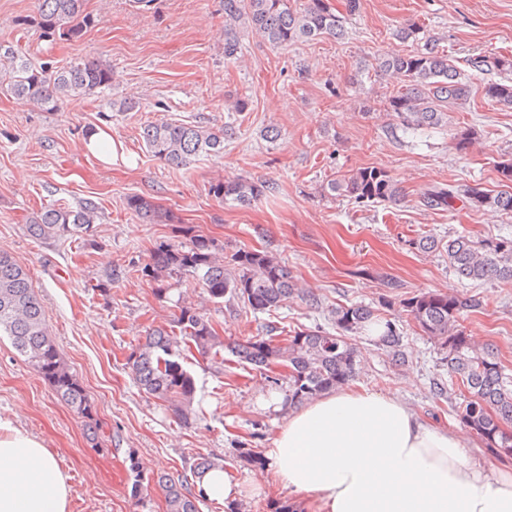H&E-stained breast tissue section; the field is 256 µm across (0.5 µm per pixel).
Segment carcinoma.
Segmentation results:
<instances>
[{"instance_id":"cac0c4a2","label":"carcinoma","mask_w":512,"mask_h":512,"mask_svg":"<svg viewBox=\"0 0 512 512\" xmlns=\"http://www.w3.org/2000/svg\"><path fill=\"white\" fill-rule=\"evenodd\" d=\"M48 41L74 40L97 22L87 12L85 0H37L36 14L29 19ZM224 22L228 38L224 58H236L238 34L252 30L269 43L286 46L317 37L344 36V20L333 13L325 0H306L294 8L290 0H224ZM0 92L25 98L46 111H56L71 100L84 99L109 87V66L97 59H82L62 67L37 64L14 47L0 44ZM469 65L482 71L494 66L512 72V59L478 56ZM375 69L397 75L401 89L387 102L406 128H437L449 124V113L466 109L469 89L458 80L456 67L448 56L426 46L406 54L376 60ZM486 98L512 108V79L484 86ZM233 135L231 126L205 128L175 121L151 122L143 127L142 138L153 157L176 167L196 158L224 150V140ZM506 190L492 195L478 186L439 187L423 193L430 208L451 207L460 198L477 207L512 212V161L499 165ZM331 196L345 197L357 204L401 201L403 194L393 177L377 167H363L324 187ZM266 185L247 179L225 180L211 185L210 192L221 202L246 206L262 196ZM127 208L148 224L161 221L155 205L147 198H127ZM98 204L89 198L72 207H48L28 224L35 239H61L90 235L98 219ZM184 241L157 246L139 269L141 276L156 283V295L167 297L166 281L192 275L198 278L214 301L227 299L252 312L282 307L298 293L288 268L271 252L240 248L224 257V248L194 230L182 227ZM448 262L461 280L512 282V238L475 240L459 235L448 241ZM478 306L474 299H460L439 291H425L402 302L404 312L443 351L451 391L460 402L455 407L459 421L473 431L491 454L512 456V376L487 350L474 346L460 328L463 312ZM336 332L322 328L293 329L281 339L253 336L226 343L212 319L197 308L175 303L169 327L149 330L145 340L132 349L127 365L136 384L166 405L185 425L196 418L195 380L184 367V354L195 351L204 360L224 365V352L235 362L255 370L268 371L274 365L288 368L284 379L273 378L274 389L284 393L285 402L297 407L351 382L357 371L358 354L354 337L373 326L382 327L377 344L399 362L404 359L403 336L397 325L361 303L340 305L330 311ZM12 340L32 369L47 382L88 426L90 448L109 453L107 439L97 426L96 410L84 387L63 361L48 335L45 307L31 288L27 271L6 252H0V334ZM131 475L129 498L144 506L148 487L136 454L128 452ZM155 485L161 490L165 512H200L206 497L192 493L181 482L160 475Z\"/></svg>"}]
</instances>
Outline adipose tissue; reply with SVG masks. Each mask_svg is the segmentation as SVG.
<instances>
[{"mask_svg":"<svg viewBox=\"0 0 512 512\" xmlns=\"http://www.w3.org/2000/svg\"><path fill=\"white\" fill-rule=\"evenodd\" d=\"M468 445L395 396L338 390L290 413L269 458L319 512H512V473L473 467ZM68 496L43 442L0 416V512H66Z\"/></svg>","mask_w":512,"mask_h":512,"instance_id":"obj_1","label":"adipose tissue"}]
</instances>
